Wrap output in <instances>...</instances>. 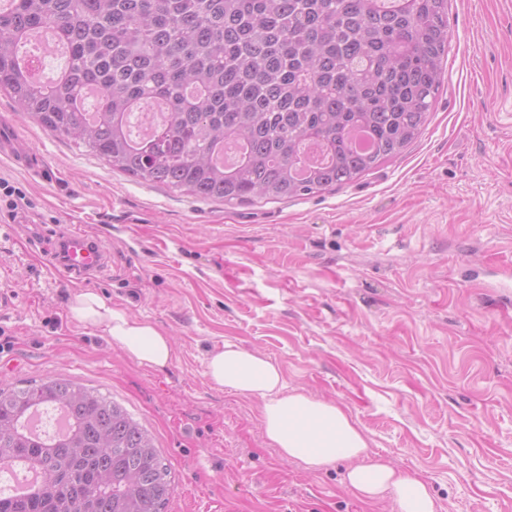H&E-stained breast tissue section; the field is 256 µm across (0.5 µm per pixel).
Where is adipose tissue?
<instances>
[{"mask_svg":"<svg viewBox=\"0 0 512 512\" xmlns=\"http://www.w3.org/2000/svg\"><path fill=\"white\" fill-rule=\"evenodd\" d=\"M69 314L83 325L103 330L140 365L163 369L175 359L171 336L112 307L93 291L76 293ZM207 376L216 388L260 398L264 434L283 460L312 473L346 462L343 483L362 502L388 499L397 512H438L429 484L372 454L368 437L346 407L288 388L280 367L265 354L225 341L209 353Z\"/></svg>","mask_w":512,"mask_h":512,"instance_id":"obj_1","label":"adipose tissue"}]
</instances>
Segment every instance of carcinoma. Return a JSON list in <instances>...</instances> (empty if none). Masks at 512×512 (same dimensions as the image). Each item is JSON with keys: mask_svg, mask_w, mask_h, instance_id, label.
I'll list each match as a JSON object with an SVG mask.
<instances>
[{"mask_svg": "<svg viewBox=\"0 0 512 512\" xmlns=\"http://www.w3.org/2000/svg\"><path fill=\"white\" fill-rule=\"evenodd\" d=\"M55 30L68 65L33 85L15 62L31 31ZM448 0H18L0 12V92L45 130L114 170L201 200L309 196L357 180L422 133L444 77ZM93 86L101 111L79 103ZM160 99L154 136L134 145L125 115ZM353 128L370 137L358 151ZM243 143L228 169L217 154ZM323 165L300 177L303 153ZM34 406L70 429L34 439ZM41 472L0 512H163L174 492L151 434L119 403L55 378L0 388V465Z\"/></svg>", "mask_w": 512, "mask_h": 512, "instance_id": "cac0c4a2", "label": "carcinoma"}]
</instances>
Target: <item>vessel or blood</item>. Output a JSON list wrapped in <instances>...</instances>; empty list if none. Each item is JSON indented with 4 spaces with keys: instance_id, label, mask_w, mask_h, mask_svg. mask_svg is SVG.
I'll list each match as a JSON object with an SVG mask.
<instances>
[{
    "instance_id": "vessel-or-blood-1",
    "label": "vessel or blood",
    "mask_w": 512,
    "mask_h": 512,
    "mask_svg": "<svg viewBox=\"0 0 512 512\" xmlns=\"http://www.w3.org/2000/svg\"><path fill=\"white\" fill-rule=\"evenodd\" d=\"M0 154L10 156L20 167L34 172L41 171V159L29 151L18 139L0 135ZM56 249L62 250L59 271L76 280H91L108 265L107 250L82 230L80 225H68L56 238Z\"/></svg>"
}]
</instances>
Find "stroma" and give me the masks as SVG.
<instances>
[{
    "instance_id": "obj_1",
    "label": "stroma",
    "mask_w": 512,
    "mask_h": 512,
    "mask_svg": "<svg viewBox=\"0 0 512 512\" xmlns=\"http://www.w3.org/2000/svg\"><path fill=\"white\" fill-rule=\"evenodd\" d=\"M444 68L421 135L379 168L234 204L110 170L0 93V126L47 166L0 156L27 199L0 213V386L66 378L121 403L169 469L165 512H391L349 492L343 464L283 461L260 399L211 385L207 357L233 340L347 405L439 512H512V0H448ZM64 224L108 249L100 276L58 277L45 244ZM84 289L172 336V364L74 320Z\"/></svg>"
}]
</instances>
